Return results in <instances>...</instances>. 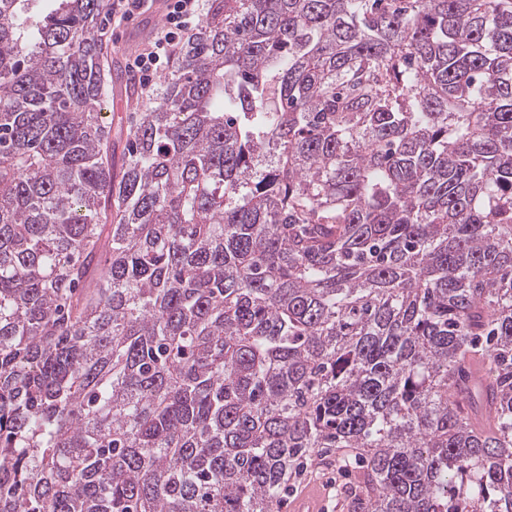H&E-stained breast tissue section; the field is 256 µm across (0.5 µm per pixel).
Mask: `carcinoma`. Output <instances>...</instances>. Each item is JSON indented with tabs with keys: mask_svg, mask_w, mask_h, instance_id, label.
<instances>
[{
	"mask_svg": "<svg viewBox=\"0 0 512 512\" xmlns=\"http://www.w3.org/2000/svg\"><path fill=\"white\" fill-rule=\"evenodd\" d=\"M0 0V512H512V0H206L121 164L106 0ZM332 460L330 463L316 461L304 466L299 477L293 474L285 486L276 511L322 512L324 502L327 506L325 512H353L343 490L353 482L359 469H356L355 465L336 463V457H332ZM306 491L318 492L323 502L318 495Z\"/></svg>",
	"mask_w": 512,
	"mask_h": 512,
	"instance_id": "1",
	"label": "carcinoma"
}]
</instances>
